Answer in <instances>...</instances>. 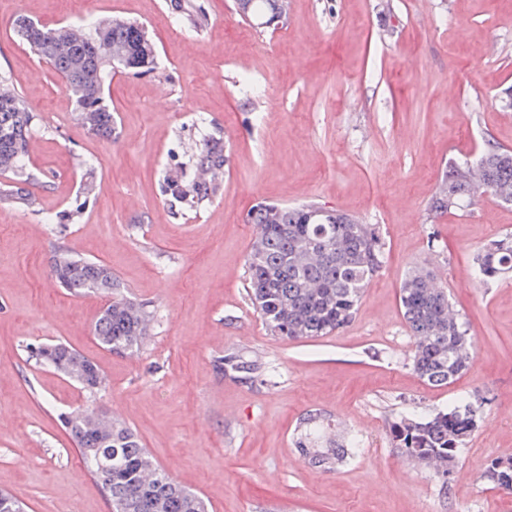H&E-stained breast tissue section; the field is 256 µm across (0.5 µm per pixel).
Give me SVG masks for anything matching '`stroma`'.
<instances>
[{"label":"stroma","instance_id":"1","mask_svg":"<svg viewBox=\"0 0 512 512\" xmlns=\"http://www.w3.org/2000/svg\"><path fill=\"white\" fill-rule=\"evenodd\" d=\"M0 0V74L32 109L26 171L35 203L0 202V489L27 512H109L60 414L112 410L155 462L209 512H512V492L481 476L512 457V277L484 283L474 256L512 233V205L484 194L437 214L450 162L493 143L512 149V0H288L283 28L258 29L233 0ZM52 27L115 17L142 23L151 72L113 74L117 135L76 119L52 66L22 44L18 16ZM229 157L216 195L188 205L166 178L192 174L204 141ZM96 189L82 192L86 173ZM316 202L379 226L384 263L353 321L326 336L271 335L245 291L258 202ZM106 264L156 315L138 353L93 336L105 300L54 281L58 245ZM427 266L469 325L475 357L433 386L412 370L399 304L406 273ZM62 342L101 369L88 396L28 357ZM260 360L261 380L224 373ZM484 418L448 490L387 434L388 419L473 395ZM349 422L359 446L337 469L295 442L308 416ZM277 478H268V471ZM234 354H228L224 357V372L233 375L234 373H245L249 375L248 379L259 378L266 374V367L263 362L255 360L244 362Z\"/></svg>","mask_w":512,"mask_h":512}]
</instances>
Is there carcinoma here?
<instances>
[{
	"label": "carcinoma",
	"mask_w": 512,
	"mask_h": 512,
	"mask_svg": "<svg viewBox=\"0 0 512 512\" xmlns=\"http://www.w3.org/2000/svg\"><path fill=\"white\" fill-rule=\"evenodd\" d=\"M245 18L268 19L287 12V0H249ZM47 29L25 17L14 21L17 35L31 50L47 59L64 79L75 104L76 119L92 135L110 139L115 121L106 103V78L115 70L147 73L155 68V48L144 26L130 20ZM112 49L110 68L101 49ZM34 116L17 93L0 92V170L10 171L28 153ZM227 158L205 147L198 155L199 172L220 170ZM180 202L213 195L218 184L202 178L171 181ZM483 190L499 202L512 205V150L484 149L474 161L453 164L436 193L432 209L450 213L467 206ZM0 201L28 207L32 195L13 185L0 188ZM257 234L245 261L246 295L274 336L291 340L314 338L345 328L354 318L365 288L382 268L383 242L373 224L317 203L297 206L258 203L248 213ZM61 263L53 276L73 296L108 297L93 334L98 344L116 353L133 354L150 336L151 315L142 305L124 297L111 269L100 261L60 248ZM479 280L489 282L512 274V233L489 240L478 251ZM399 303L412 338L411 365L420 378L434 386L446 385L473 361V342L466 321L448 298V289L430 270L409 271L399 290ZM32 355L43 367L74 380L84 391L96 393L106 379L95 362L62 342L42 343ZM224 372L249 378L266 374L263 362H244L224 356ZM483 400L472 396L418 419L404 417L388 424L395 447L434 475L453 471L466 441L483 416ZM97 408L78 407L61 414L81 455L84 467L100 484L111 512H207L203 499L169 477L142 447L134 431L119 419L101 425ZM331 425L317 417L305 420L298 448L308 460L327 470L339 466L356 445L327 439ZM482 480L493 488L512 491V457L490 461Z\"/></svg>",
	"instance_id": "obj_1"
}]
</instances>
